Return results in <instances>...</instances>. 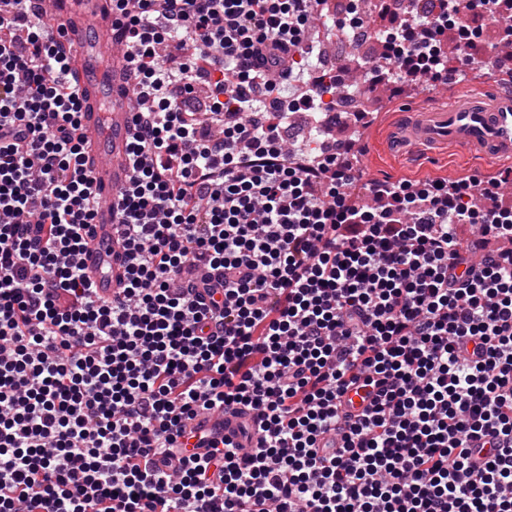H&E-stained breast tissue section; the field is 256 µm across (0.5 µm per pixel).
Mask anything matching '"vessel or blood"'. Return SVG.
<instances>
[{
  "instance_id": "obj_1",
  "label": "vessel or blood",
  "mask_w": 512,
  "mask_h": 512,
  "mask_svg": "<svg viewBox=\"0 0 512 512\" xmlns=\"http://www.w3.org/2000/svg\"><path fill=\"white\" fill-rule=\"evenodd\" d=\"M63 40L76 55L73 66L82 103L81 130L98 204L86 228L89 244L81 255L84 271L105 300L111 299L125 279L127 258L117 233V191L131 184L130 137L136 110L124 79L121 52L112 38L111 21L102 19L100 0H61ZM393 145L474 154L492 170L512 160V76L497 84H456L431 107L407 112L393 129ZM365 390L352 388L336 401L340 414L356 415L368 405ZM192 429L221 439L248 429L247 418L225 411L205 414Z\"/></svg>"
}]
</instances>
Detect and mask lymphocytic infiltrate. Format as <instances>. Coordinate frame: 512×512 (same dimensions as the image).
Masks as SVG:
<instances>
[{
    "mask_svg": "<svg viewBox=\"0 0 512 512\" xmlns=\"http://www.w3.org/2000/svg\"><path fill=\"white\" fill-rule=\"evenodd\" d=\"M399 2L377 3L397 24L379 79L447 81L466 15L512 45V0ZM328 3L112 0L143 106L106 301L78 262L97 195L70 51L34 0H0V512H512V208L478 205L500 181L474 176L360 203L335 140L286 163L289 114L321 122L341 84L309 64ZM179 36L212 54L160 63ZM359 381L377 397L340 417ZM219 408L256 413L258 447L177 455Z\"/></svg>",
    "mask_w": 512,
    "mask_h": 512,
    "instance_id": "f902f5d3",
    "label": "lymphocytic infiltrate"
}]
</instances>
